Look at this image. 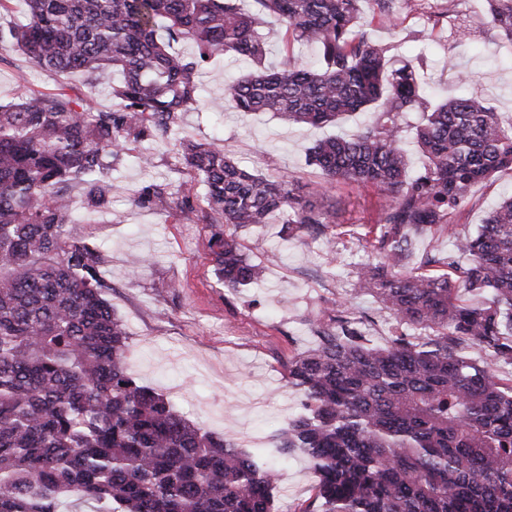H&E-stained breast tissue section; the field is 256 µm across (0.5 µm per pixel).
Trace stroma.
Segmentation results:
<instances>
[{
	"label": "stroma",
	"mask_w": 512,
	"mask_h": 512,
	"mask_svg": "<svg viewBox=\"0 0 512 512\" xmlns=\"http://www.w3.org/2000/svg\"><path fill=\"white\" fill-rule=\"evenodd\" d=\"M382 43L400 45L402 53L423 54L425 76L445 95L456 92L449 59L474 72L470 92L512 117V64H494L495 30L485 29L478 41L459 46L426 22L419 0H401L396 31L377 29ZM251 61L224 57L201 75L200 101L185 112L168 138L132 145L114 166L116 186L109 204L89 213L81 190H73L75 212L88 216L80 235L99 250L104 297L129 333L127 369L141 384L169 397L177 410L218 436L250 451L263 447L267 436L303 413L305 397L288 382L289 358L314 344L318 318L346 303L364 317L362 332L370 344L390 338L389 314L360 291L358 267L371 256L357 239V227L373 223L383 200L372 186L340 183L319 197L336 214V244L325 251L320 238L300 233L285 239L278 222L239 230L238 237L253 262H266L260 285L230 290L214 275L208 255L210 227L181 204L166 208L141 204L149 185L172 192L193 183V204L204 188L180 163L184 142L220 139L224 151L242 167L266 176L290 175L297 195L307 198L320 180L307 161L308 150L322 138L352 133L363 114L333 126L290 125L270 113L246 115L224 97V84L252 71ZM56 78L34 67L11 47L0 48V104L30 92H52ZM139 153L152 156L150 168L134 162ZM512 195V171L475 184L468 202L455 216L453 233L418 236L414 263L453 251L455 233L476 231L485 215ZM150 263L131 275L133 258ZM316 474L309 460L289 455L280 470L275 512H304L314 499Z\"/></svg>",
	"instance_id": "35a3bbf8"
}]
</instances>
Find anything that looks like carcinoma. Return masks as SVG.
Instances as JSON below:
<instances>
[{"label": "carcinoma", "mask_w": 512, "mask_h": 512, "mask_svg": "<svg viewBox=\"0 0 512 512\" xmlns=\"http://www.w3.org/2000/svg\"><path fill=\"white\" fill-rule=\"evenodd\" d=\"M457 2L427 20L456 43L489 26L512 54V0H481L473 14ZM25 3L26 23L0 30V43L61 82L0 104V512H274L268 464L128 373L129 334L71 214L70 189L106 203L103 171L129 145L175 130L197 102L196 74L226 55L256 66L225 87L245 114L326 126L373 113L351 136L316 142L308 162L327 184L383 194L361 233L378 262L357 277L392 318L391 338L369 345L338 308L318 320L316 345L287 365L306 413L273 435L267 456L298 449L312 462L319 504L305 512H512V378L456 353L468 342L512 363V195L457 236L456 251L406 269L415 235L447 231L473 185L512 170V118L463 93L427 97L423 59L372 37L374 23L396 27L398 0ZM273 21L317 62L265 67L261 27ZM178 41L190 57L171 52ZM102 84L116 107L92 106ZM408 112L419 114L425 161L414 177L401 145ZM181 160L206 186L209 255L225 288L264 273L240 229L277 216L287 234L333 248L334 213L294 195L288 176L250 172L218 142L184 145ZM140 199L170 205L158 187ZM461 288L486 302L458 301Z\"/></svg>", "instance_id": "carcinoma-1"}]
</instances>
